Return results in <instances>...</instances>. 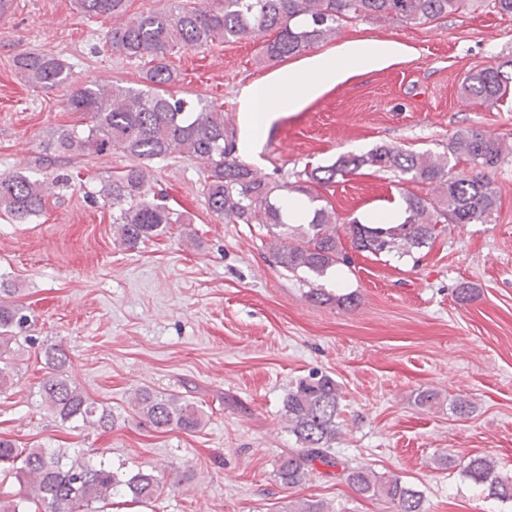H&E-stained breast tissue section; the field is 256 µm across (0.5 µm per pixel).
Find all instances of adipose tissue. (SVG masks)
<instances>
[{
  "instance_id": "ef3b65f1",
  "label": "adipose tissue",
  "mask_w": 512,
  "mask_h": 512,
  "mask_svg": "<svg viewBox=\"0 0 512 512\" xmlns=\"http://www.w3.org/2000/svg\"><path fill=\"white\" fill-rule=\"evenodd\" d=\"M402 51V44L396 41L349 40L337 51L309 56L300 70L245 85L239 94L240 122L246 130L239 144L240 152L253 154L256 144L280 114L301 111L308 102L353 73L385 67Z\"/></svg>"
}]
</instances>
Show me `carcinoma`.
<instances>
[{"label": "carcinoma", "mask_w": 512, "mask_h": 512, "mask_svg": "<svg viewBox=\"0 0 512 512\" xmlns=\"http://www.w3.org/2000/svg\"><path fill=\"white\" fill-rule=\"evenodd\" d=\"M86 16L110 15L116 20L106 44L128 59H148L143 87L114 82L76 88L66 99V109L89 115L91 123L80 132L59 128L43 144L44 161L120 151L135 161L102 185L99 195L117 212L121 243L136 247L163 234L169 225L182 223V215L164 204L150 203L147 195L150 164L177 152L203 160L208 167L203 192L212 212L232 224H258L270 237L274 263L289 272L305 269L317 276L350 262L343 240L360 253L380 256L397 251L407 256L428 248L441 233L438 225L487 224L498 207L491 173L512 153L505 140L479 129L456 131L446 152L403 151L379 145L364 155H341L331 165L307 173L298 185L260 177L236 154L234 128L224 106L198 99L190 101L173 91L178 73L170 58L182 49L201 48L216 40L243 37L261 39L260 58L283 61L333 39L353 20L388 25H426L464 9L468 0H172L162 10L127 16L128 0H76ZM21 79L33 89L67 82L71 66L49 53H20L13 60ZM466 96L481 103H496L512 90V59L479 68L465 77ZM465 164L462 170L456 169ZM362 168L374 173L393 172L406 183L429 185L432 197L410 194L404 220L396 225L363 224L342 218L331 204L315 209L306 224H288L276 203L282 191L301 192L320 200L318 189L327 188ZM46 183L29 174L0 179V211L21 223L45 208ZM13 289L0 288V391L13 385L12 344L30 321L23 307L10 301ZM316 303L330 300L351 307L350 294L330 296L312 288ZM53 370L39 388L42 404L63 423L113 427L114 416L92 400L66 375L69 358L56 346L44 350ZM134 414L155 430L194 432L202 424V411L176 394L138 389ZM288 430L300 444L278 458L275 476L285 487L305 482L315 464L342 467L345 482L357 493L380 497L393 512H424L420 491L397 476L379 475L349 467L333 453L340 434V391L327 374L300 379L283 400ZM0 462L12 464L11 475L28 488L15 498L0 490V512H95L96 505H112V498L133 504L157 499L165 484L153 472L139 469L126 476L101 460L93 463L71 458L50 448H27L0 438ZM467 476L483 487L487 496L512 500V477H503L495 464L476 456L465 467Z\"/></svg>", "instance_id": "obj_1"}]
</instances>
